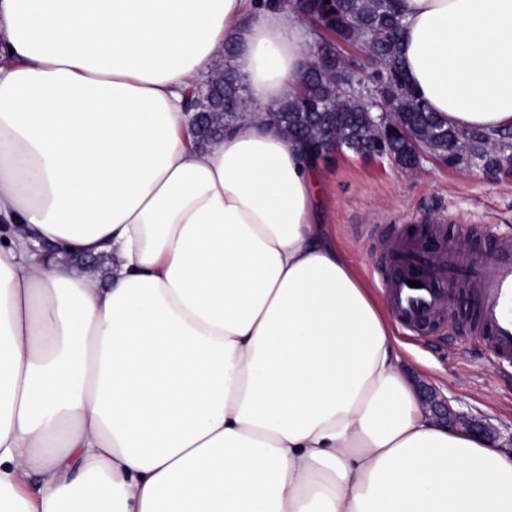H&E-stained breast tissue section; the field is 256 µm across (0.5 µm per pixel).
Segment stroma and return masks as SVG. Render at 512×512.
Here are the masks:
<instances>
[{
    "label": "stroma",
    "mask_w": 512,
    "mask_h": 512,
    "mask_svg": "<svg viewBox=\"0 0 512 512\" xmlns=\"http://www.w3.org/2000/svg\"><path fill=\"white\" fill-rule=\"evenodd\" d=\"M326 221L334 240L381 292L393 276L384 243L428 225L444 243L492 252L497 234H512V176L503 170L451 165L423 153L418 169L385 156L334 155L328 165ZM473 311L459 299L446 317L398 327L404 367L419 388L451 399L458 423L477 420L493 428L502 450L512 449V371L497 366L492 351L472 334Z\"/></svg>",
    "instance_id": "obj_1"
}]
</instances>
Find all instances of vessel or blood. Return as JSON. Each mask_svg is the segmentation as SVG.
Wrapping results in <instances>:
<instances>
[{
  "instance_id": "b4317fda",
  "label": "vessel or blood",
  "mask_w": 512,
  "mask_h": 512,
  "mask_svg": "<svg viewBox=\"0 0 512 512\" xmlns=\"http://www.w3.org/2000/svg\"><path fill=\"white\" fill-rule=\"evenodd\" d=\"M392 249L400 267L385 285L390 305L405 324L414 326L443 309L448 291L463 287L482 300L474 331L499 361L512 362V239L502 238L488 260L475 262L454 246H440L409 236Z\"/></svg>"
}]
</instances>
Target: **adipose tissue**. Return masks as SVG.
I'll return each instance as SVG.
<instances>
[{"label":"adipose tissue","mask_w":512,"mask_h":512,"mask_svg":"<svg viewBox=\"0 0 512 512\" xmlns=\"http://www.w3.org/2000/svg\"><path fill=\"white\" fill-rule=\"evenodd\" d=\"M401 9L416 94L512 129V0ZM305 39L254 0H0V512H512V455L426 413L270 120ZM229 48L246 103L202 146Z\"/></svg>","instance_id":"1"}]
</instances>
